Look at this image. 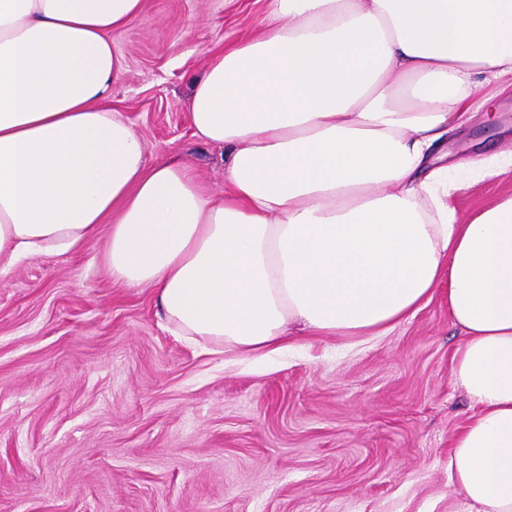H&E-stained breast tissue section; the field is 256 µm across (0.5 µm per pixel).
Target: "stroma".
<instances>
[{
  "label": "stroma",
  "mask_w": 512,
  "mask_h": 512,
  "mask_svg": "<svg viewBox=\"0 0 512 512\" xmlns=\"http://www.w3.org/2000/svg\"><path fill=\"white\" fill-rule=\"evenodd\" d=\"M268 0H144L114 36L112 108L149 162L224 188V149L191 134L210 50ZM438 151L459 219L512 193V76ZM505 162L486 179L473 158ZM445 289L383 336L298 337L257 368L178 335L150 286L113 278L106 238L0 275V512H466L448 474L469 402Z\"/></svg>",
  "instance_id": "stroma-1"
}]
</instances>
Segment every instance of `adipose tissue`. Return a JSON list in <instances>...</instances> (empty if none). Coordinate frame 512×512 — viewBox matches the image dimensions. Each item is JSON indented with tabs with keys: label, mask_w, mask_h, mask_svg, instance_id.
Returning <instances> with one entry per match:
<instances>
[{
	"label": "adipose tissue",
	"mask_w": 512,
	"mask_h": 512,
	"mask_svg": "<svg viewBox=\"0 0 512 512\" xmlns=\"http://www.w3.org/2000/svg\"><path fill=\"white\" fill-rule=\"evenodd\" d=\"M142 6L0 0V273L107 230L115 279L257 360L384 335L447 287L472 410L448 468L468 512H512V194L461 220L431 167L480 76L512 75V0H270L192 86L220 191L112 110Z\"/></svg>",
	"instance_id": "adipose-tissue-1"
}]
</instances>
